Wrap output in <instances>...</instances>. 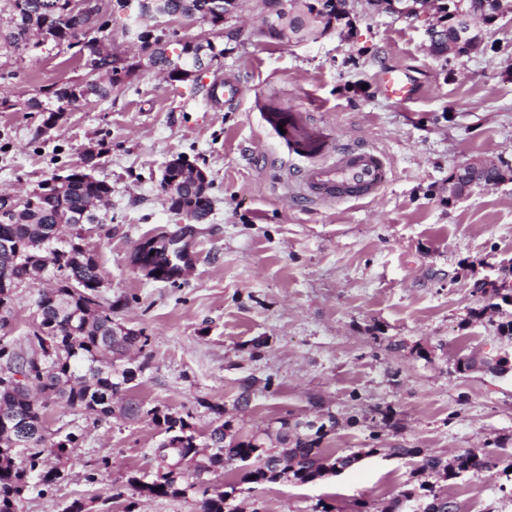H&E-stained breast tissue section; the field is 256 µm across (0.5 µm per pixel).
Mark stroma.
<instances>
[{
  "mask_svg": "<svg viewBox=\"0 0 512 512\" xmlns=\"http://www.w3.org/2000/svg\"><path fill=\"white\" fill-rule=\"evenodd\" d=\"M501 3L479 49L445 59L428 50L426 19L367 0H347L346 18L300 45L266 36L255 0H242L214 39L221 64L173 84L143 68L111 99L67 106L44 136L27 100L86 70L51 43L22 62L0 56L12 91L0 106V193L37 189L82 167L85 147L103 146L94 175L112 197L105 222L82 236L113 323L148 338L125 361L138 371L130 396L147 411L189 416L201 436L222 417L238 437L258 433L272 446L284 426L359 456L309 483H254L235 465L207 473L240 512H357L362 502L387 512L407 490L427 504L424 487L459 512H512V373L488 368L512 357V339L497 331L494 296L473 290L512 260V182L448 197L450 173L469 158L512 169V0ZM387 68L409 74V100L383 95ZM228 78L241 96L211 100ZM273 112L302 113L339 144L384 153L376 195L301 198ZM178 155L208 176L203 221L171 211L160 187ZM162 237L197 243L192 275L150 278L135 264L137 248ZM468 358L480 368L459 371ZM45 419L53 439L71 433L77 446L62 478L32 483L19 512H64L75 500L92 512H194L191 498L137 496L127 484L156 470L164 433L147 413L130 422L52 403ZM487 449L492 465L449 479L418 469L424 456L449 463Z\"/></svg>",
  "mask_w": 512,
  "mask_h": 512,
  "instance_id": "stroma-1",
  "label": "stroma"
}]
</instances>
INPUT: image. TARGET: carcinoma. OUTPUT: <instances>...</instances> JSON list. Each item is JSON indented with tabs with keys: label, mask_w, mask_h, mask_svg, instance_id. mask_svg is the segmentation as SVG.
I'll return each mask as SVG.
<instances>
[{
	"label": "carcinoma",
	"mask_w": 512,
	"mask_h": 512,
	"mask_svg": "<svg viewBox=\"0 0 512 512\" xmlns=\"http://www.w3.org/2000/svg\"><path fill=\"white\" fill-rule=\"evenodd\" d=\"M128 0H108L101 18L92 21L74 16L69 0H0V17L6 26L0 29V50L23 59L44 45V32H53L52 42L62 45L71 41L73 31L87 22L99 25L107 43H112L110 23L114 10H123ZM210 0H163L167 15L202 18ZM268 9L272 19L268 33L276 40L302 43L309 40L320 21L314 15L318 0H257ZM456 24L444 31V41L433 55L448 52L457 56L477 47L473 42L459 45ZM85 66L94 74L104 68L105 79L87 81L85 100L94 102L112 98V92L128 88L131 83L119 76L124 66L91 54ZM67 100L59 92L51 97H32L28 106L47 114V118L65 117L59 103ZM112 195L107 182L88 179L87 171L73 169L65 182L56 187H40L25 200L10 224L0 225V276L4 275L18 288L35 285L50 273L56 287L38 291L35 310L28 331V348L22 352L5 341L13 318L14 292L0 288V415H22L26 418L23 434L0 428V512H17L18 503L30 488L31 480L51 485L61 477L60 466L69 461L75 437L48 444L44 409L48 403H59L72 410L110 417L119 413L129 420L141 416L140 406L125 399L136 370L122 365L129 350L147 344L143 332L116 327L112 323V306L99 301L102 277L93 255L83 249L78 221L102 224L97 205ZM167 244L158 242L150 254L138 250L135 262L152 277L161 271L157 256L164 254ZM23 375L28 388L16 385L14 377ZM153 422L163 424L164 438L154 449L158 468L148 481L128 478V485L151 497H185L201 494L197 512H237L227 503L228 493L219 485L208 486L204 473L237 461L251 465L247 476L257 482H275L290 474L300 483H308L336 471V466L350 467L358 458L351 454L337 456L324 464V449L318 440L296 437L286 446L288 434L280 437L283 448H268L256 434L244 439L227 438L228 422L219 421L207 441L198 442L192 425L183 416L160 415L152 410ZM51 449L58 465L46 467L43 455ZM209 448L208 465L196 462L199 449ZM491 457L466 453L456 458L453 466L442 464L433 456L422 459L420 469L441 471L454 477L469 470L489 465Z\"/></svg>",
	"instance_id": "obj_1"
}]
</instances>
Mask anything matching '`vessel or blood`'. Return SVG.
I'll return each mask as SVG.
<instances>
[{
  "instance_id": "obj_1",
  "label": "vessel or blood",
  "mask_w": 512,
  "mask_h": 512,
  "mask_svg": "<svg viewBox=\"0 0 512 512\" xmlns=\"http://www.w3.org/2000/svg\"><path fill=\"white\" fill-rule=\"evenodd\" d=\"M383 93L405 101L409 92L406 74L391 70L381 76ZM271 126H283L279 140L289 157L305 159L297 175L304 196L311 200L349 202L374 196L385 177V163L375 151L351 146L330 152L325 148L326 133L306 127L300 113L271 118Z\"/></svg>"
}]
</instances>
